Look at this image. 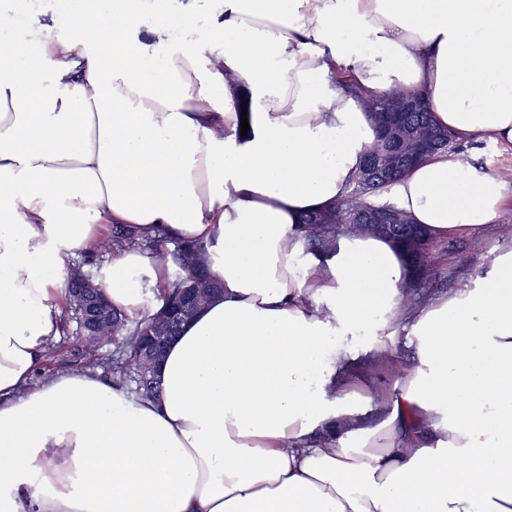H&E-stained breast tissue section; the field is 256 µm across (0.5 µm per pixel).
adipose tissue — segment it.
Returning <instances> with one entry per match:
<instances>
[{"instance_id":"ef3b65f1","label":"adipose tissue","mask_w":512,"mask_h":512,"mask_svg":"<svg viewBox=\"0 0 512 512\" xmlns=\"http://www.w3.org/2000/svg\"><path fill=\"white\" fill-rule=\"evenodd\" d=\"M99 0L0 40V512H512V248L406 308L404 252L343 234L303 252L373 138L360 97L422 91L461 139L512 143V0ZM248 130H241V119ZM431 235L478 232L497 175L440 152L391 188ZM107 224L206 247L224 287L170 345L152 398L90 372L34 383L65 273ZM99 280L132 313L160 262ZM407 330L390 392L348 339ZM376 419H369V412Z\"/></svg>"}]
</instances>
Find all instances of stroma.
Returning <instances> with one entry per match:
<instances>
[{"mask_svg":"<svg viewBox=\"0 0 512 512\" xmlns=\"http://www.w3.org/2000/svg\"><path fill=\"white\" fill-rule=\"evenodd\" d=\"M456 147L468 156L478 168L502 176L507 183L506 200L498 224L482 232H461L446 238L434 239L428 253V265L419 279L421 301L474 287L491 269L498 253L512 247V144L485 137L456 140ZM74 325L61 329L45 359L38 365L34 378L46 380L60 370H85L82 347L74 335ZM372 332H360L352 344L360 352L365 385L395 380L396 365L412 360L413 350L406 334L385 337V344L393 353V360L382 363L372 345Z\"/></svg>","mask_w":512,"mask_h":512,"instance_id":"stroma-1","label":"stroma"}]
</instances>
